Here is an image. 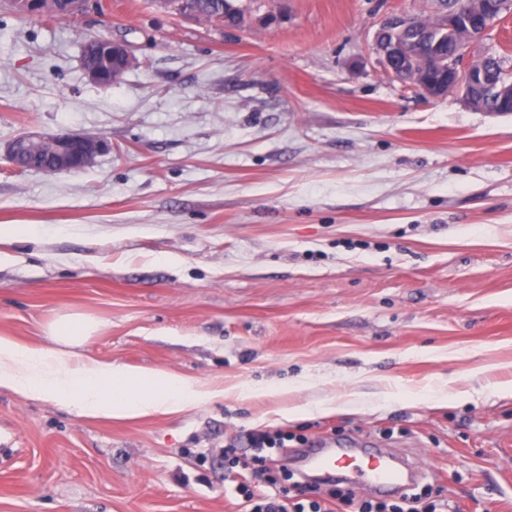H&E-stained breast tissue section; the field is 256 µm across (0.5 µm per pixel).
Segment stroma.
I'll use <instances>...</instances> for the list:
<instances>
[{
  "instance_id": "stroma-1",
  "label": "stroma",
  "mask_w": 512,
  "mask_h": 512,
  "mask_svg": "<svg viewBox=\"0 0 512 512\" xmlns=\"http://www.w3.org/2000/svg\"><path fill=\"white\" fill-rule=\"evenodd\" d=\"M0 5V336L219 389L104 420L0 389V512H240L246 433L409 453L437 512H512V114L389 78L380 16L424 0H249L248 25L101 0ZM128 42L117 83L81 65ZM102 135L49 175L3 148ZM90 319L82 346L50 333ZM344 399L343 409L323 411ZM96 44L102 52L101 63L97 67L85 68V74L89 81L96 84H112L118 82L126 71L116 70L113 76V82L108 78V69L113 57L120 56L126 64L132 65L134 57L130 46L119 39L96 38ZM38 148H48L51 152L45 162V170L68 174L88 168L112 145L104 136L83 133H27L10 141L6 152L13 165L24 170L30 167L26 163L29 152Z\"/></svg>"
}]
</instances>
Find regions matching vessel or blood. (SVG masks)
I'll return each mask as SVG.
<instances>
[{"mask_svg":"<svg viewBox=\"0 0 512 512\" xmlns=\"http://www.w3.org/2000/svg\"><path fill=\"white\" fill-rule=\"evenodd\" d=\"M304 463L321 479L351 486H368L377 491H405L416 479L373 448H342L324 445L307 449Z\"/></svg>","mask_w":512,"mask_h":512,"instance_id":"1","label":"vessel or blood"}]
</instances>
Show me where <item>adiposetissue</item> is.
<instances>
[{
  "label": "adipose tissue",
  "instance_id": "ef3b65f1",
  "mask_svg": "<svg viewBox=\"0 0 512 512\" xmlns=\"http://www.w3.org/2000/svg\"><path fill=\"white\" fill-rule=\"evenodd\" d=\"M1 388L73 407L86 417L108 420L176 413L213 397L198 382L175 374L132 373L91 358L73 363L7 336H0Z\"/></svg>",
  "mask_w": 512,
  "mask_h": 512
}]
</instances>
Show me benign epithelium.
Here are the masks:
<instances>
[{"instance_id": "benign-epithelium-1", "label": "benign epithelium", "mask_w": 512, "mask_h": 512, "mask_svg": "<svg viewBox=\"0 0 512 512\" xmlns=\"http://www.w3.org/2000/svg\"><path fill=\"white\" fill-rule=\"evenodd\" d=\"M65 4V13L77 17L98 8V0H60ZM16 10L27 16H46L44 0H15ZM512 15V0H463L459 8L448 13V24H456L457 18L464 15H483L487 20H500ZM96 44L102 52L101 63L97 67L85 69L89 81L106 85L111 83L108 69L112 58L119 56L127 64H133L134 57L130 46L119 39L97 38ZM475 39L466 37V42L458 52L448 58V82L434 83L422 79L414 89L430 98H442L450 93L458 92L469 107L482 110L481 105L473 100L471 92L481 87L496 96L501 102L512 103V80L506 75L490 78L483 70V58H470V48ZM378 64L390 77L405 84L408 81L410 67L395 69L377 48H372ZM47 148L50 154L44 169L55 174H68L81 171L91 166L96 157L109 151L111 143L104 136H90L83 133H27L12 141L6 147L10 161L18 169H27L26 158L31 151Z\"/></svg>"}]
</instances>
